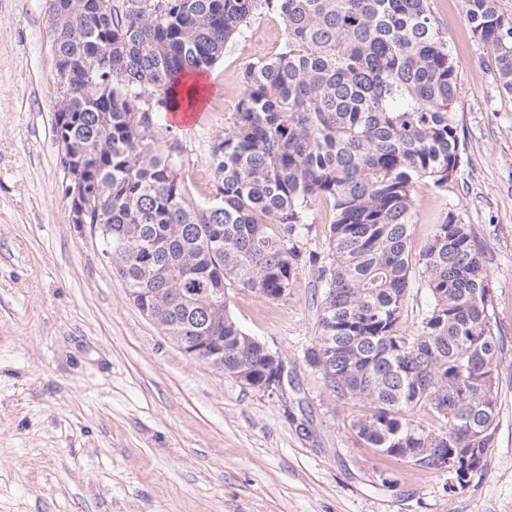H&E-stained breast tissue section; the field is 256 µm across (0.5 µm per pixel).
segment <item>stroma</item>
Masks as SVG:
<instances>
[{"label":"stroma","instance_id":"35a3bbf8","mask_svg":"<svg viewBox=\"0 0 512 512\" xmlns=\"http://www.w3.org/2000/svg\"><path fill=\"white\" fill-rule=\"evenodd\" d=\"M431 6L458 70L464 150L445 188L416 185L410 248L453 215L489 275L504 351L485 470L452 491L446 472L365 447L350 426L364 407L304 362L321 294L308 258L332 254L329 202L309 208L287 296L229 291L242 329L287 360V402L189 358L140 313L60 190L47 0H0V512H512V92L463 0ZM285 41L282 18L262 13L209 70L199 122L159 116L197 203L213 194L210 145L231 122L244 69Z\"/></svg>","mask_w":512,"mask_h":512}]
</instances>
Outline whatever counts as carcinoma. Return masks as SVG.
Listing matches in <instances>:
<instances>
[{"mask_svg": "<svg viewBox=\"0 0 512 512\" xmlns=\"http://www.w3.org/2000/svg\"><path fill=\"white\" fill-rule=\"evenodd\" d=\"M464 10L512 91V14L499 0H464ZM264 11L282 17L285 49L245 68L232 123L211 146L215 195L196 205L179 146L158 141L157 112L191 104L196 89L180 81ZM49 21L55 59L73 69L54 116L60 162L83 165L99 200L85 221L140 312L169 336L224 338V375L244 368L266 383L272 362L243 345L211 289L288 295L308 207L329 200L332 260L309 258L322 294L304 361L368 406L350 422L366 447L428 472L437 467L416 450L434 435L443 455H489L502 353L489 276L452 216L417 255L409 248L414 185L444 188L461 163L457 68L430 0H114L109 12L98 0H49ZM415 270L431 301L406 335ZM421 407L444 428L418 421Z\"/></svg>", "mask_w": 512, "mask_h": 512, "instance_id": "carcinoma-1", "label": "carcinoma"}]
</instances>
